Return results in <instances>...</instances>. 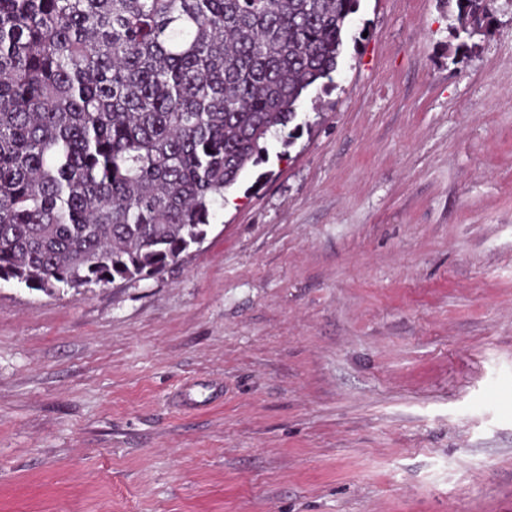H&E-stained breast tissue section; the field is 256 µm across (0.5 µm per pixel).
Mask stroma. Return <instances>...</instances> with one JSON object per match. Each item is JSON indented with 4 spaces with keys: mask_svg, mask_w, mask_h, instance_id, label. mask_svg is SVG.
Wrapping results in <instances>:
<instances>
[{
    "mask_svg": "<svg viewBox=\"0 0 512 512\" xmlns=\"http://www.w3.org/2000/svg\"><path fill=\"white\" fill-rule=\"evenodd\" d=\"M359 0L147 279L0 282V512H512V6ZM492 0H456V20L458 23V36L460 29L471 23L482 25L489 23L493 18V10L491 8Z\"/></svg>",
    "mask_w": 512,
    "mask_h": 512,
    "instance_id": "stroma-1",
    "label": "stroma"
}]
</instances>
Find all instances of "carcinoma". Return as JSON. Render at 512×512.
Masks as SVG:
<instances>
[{"label": "carcinoma", "mask_w": 512, "mask_h": 512, "mask_svg": "<svg viewBox=\"0 0 512 512\" xmlns=\"http://www.w3.org/2000/svg\"><path fill=\"white\" fill-rule=\"evenodd\" d=\"M359 0H0V281L151 277L332 79ZM492 0H456L458 28Z\"/></svg>", "instance_id": "cac0c4a2"}]
</instances>
